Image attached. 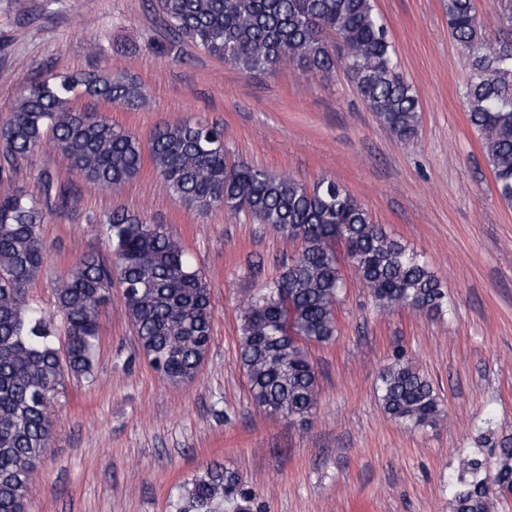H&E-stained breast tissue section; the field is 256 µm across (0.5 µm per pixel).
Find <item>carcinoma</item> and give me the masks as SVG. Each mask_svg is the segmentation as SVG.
Instances as JSON below:
<instances>
[{
    "mask_svg": "<svg viewBox=\"0 0 512 512\" xmlns=\"http://www.w3.org/2000/svg\"><path fill=\"white\" fill-rule=\"evenodd\" d=\"M171 35L160 53L191 44L241 71L272 72L284 61L326 74L344 63L367 107L402 140L417 134L420 102L395 72L392 45L372 0H156ZM451 39L473 56L466 85L468 119L494 177L512 204V31L482 35L476 0H445ZM334 36L329 41L328 36ZM75 97L136 108L144 87L103 71L52 74L31 83L0 125V181L52 134L55 149L92 187L119 188L150 161L168 193L200 213L215 207L245 212L300 241L275 279L242 305L239 362L256 405L272 416L304 419L316 408L319 382L305 344L337 334L336 303L344 286L336 243L343 244L363 286L383 310L428 314L448 294L422 255L392 238L342 185L308 188L224 153V128L185 121L157 127L149 152L96 112L71 108ZM45 203L23 188L0 195V512H24L35 464L53 433L51 400L68 377L92 374L99 309L113 280L127 285L125 305L141 350L167 382L196 377L211 343V292L179 240L161 224L114 210L104 219L111 260L89 254L57 292L64 342L26 296L46 259L45 204L67 208L71 188L42 172ZM380 401L391 418L423 428L440 420L432 383L401 353L379 376ZM454 512H494L512 493V438L499 442L490 466L478 454L461 458L449 483ZM177 512H259L237 472L210 466L181 486Z\"/></svg>",
    "mask_w": 512,
    "mask_h": 512,
    "instance_id": "obj_1",
    "label": "carcinoma"
}]
</instances>
